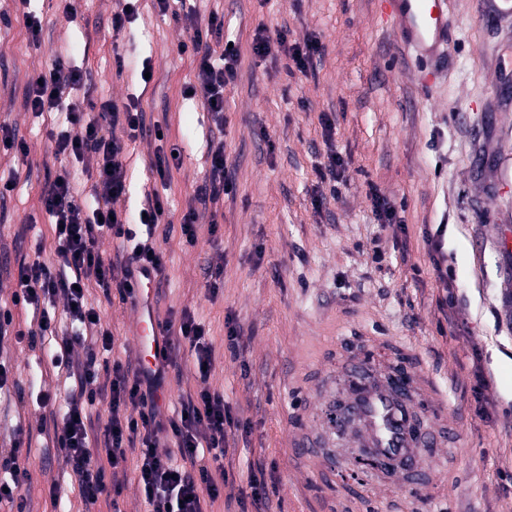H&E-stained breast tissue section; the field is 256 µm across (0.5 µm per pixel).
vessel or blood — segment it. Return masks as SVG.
<instances>
[{
	"mask_svg": "<svg viewBox=\"0 0 512 512\" xmlns=\"http://www.w3.org/2000/svg\"><path fill=\"white\" fill-rule=\"evenodd\" d=\"M451 0H376L381 17L390 22L405 53L413 60L428 64L424 80L435 82L448 74L443 64L448 59V12ZM157 281L154 271H146L136 280L138 312L136 342L144 366L157 362L164 340L148 301ZM364 365H357L354 385L347 405L343 427L365 448L414 466L418 476L415 489L430 488L429 463L419 461V444L412 431L410 408L397 400L392 383L365 380Z\"/></svg>",
	"mask_w": 512,
	"mask_h": 512,
	"instance_id": "b4317fda",
	"label": "vessel or blood"
}]
</instances>
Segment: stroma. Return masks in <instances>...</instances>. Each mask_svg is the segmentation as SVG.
I'll return each mask as SVG.
<instances>
[{
    "instance_id": "1",
    "label": "stroma",
    "mask_w": 512,
    "mask_h": 512,
    "mask_svg": "<svg viewBox=\"0 0 512 512\" xmlns=\"http://www.w3.org/2000/svg\"><path fill=\"white\" fill-rule=\"evenodd\" d=\"M484 0H455L448 76L434 87L383 22L374 0H222L224 39L238 52L227 87L224 157L235 184L224 199L217 238L181 239L180 221L204 179L195 149L201 104H186L195 81L183 20L139 0L133 39L114 38L113 0H74L81 27L69 30L60 0H37L43 42L34 47L17 0H0V124L16 127L29 156L0 148V170L19 169L21 188L0 204V300L10 301L20 258L53 265L55 243L40 209L50 140L24 108L29 76L73 42L86 47L93 98L136 93L167 126L166 145L181 165L164 193L170 226L157 239L166 269L152 295L157 320L190 310L210 329L216 360L210 384L252 421L237 443L234 476L275 463L282 512H512V19ZM289 41L325 45L312 77L288 75L283 60L254 56L258 24ZM150 58L153 77L117 73L115 53ZM331 115L325 132L322 115ZM157 143L137 140L134 176L117 209L136 210ZM337 152L345 166L335 198L317 205L315 169ZM377 186L396 205L402 231L377 223L368 197ZM440 238L451 283L439 280L429 241ZM385 253L371 259L372 246ZM224 266L217 300L208 266ZM134 308L113 300L103 314L121 356L137 358ZM240 333L239 355L225 351L226 323ZM21 388L52 387L61 377L36 367V352L15 337L0 343ZM366 358L376 373L428 376L460 425L441 435L425 392L412 390L424 431L438 437L422 453L438 456V487L409 490L402 477L377 473L350 484L356 454L331 433L330 400H344L348 361ZM20 491L28 512H55L48 497L62 467L44 455L25 462Z\"/></svg>"
}]
</instances>
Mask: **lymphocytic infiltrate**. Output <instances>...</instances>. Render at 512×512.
Here are the masks:
<instances>
[{
  "label": "lymphocytic infiltrate",
  "mask_w": 512,
  "mask_h": 512,
  "mask_svg": "<svg viewBox=\"0 0 512 512\" xmlns=\"http://www.w3.org/2000/svg\"><path fill=\"white\" fill-rule=\"evenodd\" d=\"M191 35L181 50L192 51L195 82L186 93L200 98L213 122L224 121V91L237 75L233 49L211 48L224 39V13L195 8L183 13ZM256 56H285L288 74L312 75L324 45L311 37L288 43L285 33L270 36L265 25L255 30ZM83 66L55 57L50 68L33 72L24 106L34 117L48 120L58 168L48 177L40 206L54 232L55 262L20 260L17 289L11 307L0 306V341L13 330L12 306H22L31 319L26 336L30 347L47 346L52 367L64 378L63 389L38 390L33 405L56 404L51 418L35 430L17 428L7 456L0 458V504L15 503L30 479L20 463L34 437L56 449L84 505L94 512L101 496L120 497L127 472H134L144 500L153 512H212L219 499L250 500L256 512H275L279 495L273 466L251 463L247 492L238 491L225 460L231 444L250 433L252 423L209 384L214 350L205 324L190 311L160 322L167 351L153 369L132 368L113 354L115 340L100 311L89 300L95 285L103 295L118 291L121 301H136L132 276L149 266L164 273L165 254L156 237L167 203L158 189L143 188L136 213L115 209L127 191L129 146L143 135L146 115L137 96L127 103L110 99L82 106L80 92L89 90ZM122 136H115V129ZM210 162L203 185L181 218L187 244H196L200 231L216 236L222 211L219 202L234 190L226 170L224 145L208 141ZM110 243L123 261V277L112 279L103 243ZM188 350L200 387L180 399V416L157 418V389L167 368L177 367L181 350Z\"/></svg>",
  "instance_id": "obj_1"
}]
</instances>
